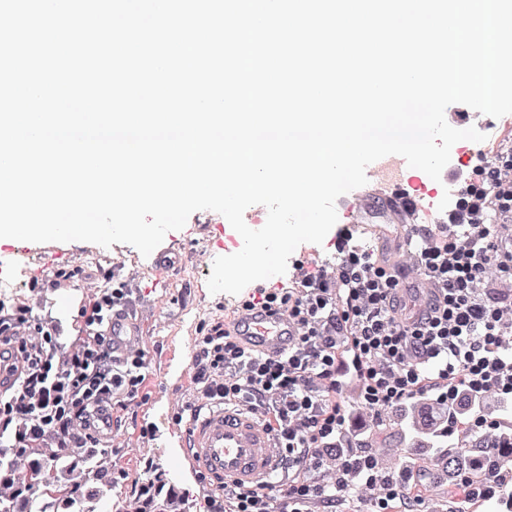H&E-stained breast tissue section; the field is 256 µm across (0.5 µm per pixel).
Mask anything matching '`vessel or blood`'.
<instances>
[{
  "label": "vessel or blood",
  "mask_w": 512,
  "mask_h": 512,
  "mask_svg": "<svg viewBox=\"0 0 512 512\" xmlns=\"http://www.w3.org/2000/svg\"><path fill=\"white\" fill-rule=\"evenodd\" d=\"M406 161L398 155L381 159L371 169L368 195L389 202L383 213L386 221L401 219L415 224L423 208L422 197L400 172ZM405 295L414 296L417 308L427 309L431 294L428 282L418 274L402 279ZM233 330L253 349L268 354L287 353L296 341L297 326L287 313L255 307L232 320ZM113 350L127 353L144 340L140 321L130 312L112 316L106 331ZM112 429V414L103 410L78 422L77 433L100 434ZM159 448L177 446L183 453L178 465L188 466L217 490L224 485L258 487L274 483L283 471L282 452L261 416L246 406L212 404L191 411L179 424L154 434Z\"/></svg>",
  "instance_id": "obj_1"
}]
</instances>
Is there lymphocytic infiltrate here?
Instances as JSON below:
<instances>
[{
	"label": "lymphocytic infiltrate",
	"mask_w": 512,
	"mask_h": 512,
	"mask_svg": "<svg viewBox=\"0 0 512 512\" xmlns=\"http://www.w3.org/2000/svg\"><path fill=\"white\" fill-rule=\"evenodd\" d=\"M471 171L469 183L448 201L443 231L423 230L418 267L434 287L430 311L419 320L396 309L400 281L371 254L336 236L333 270L299 272L297 288H256L242 303L288 312L299 336L288 354L272 357L244 345L223 323L201 326L191 359L195 403H246L260 411L292 470L272 488L225 487L213 512H308L318 498L334 506L344 485L307 479L321 468L346 419L338 395L345 380L357 385L372 414L415 395L441 403L460 395L512 397V149L489 161L454 155L449 176ZM127 281L104 280L83 312L86 334L69 347L55 326L31 317L27 302L0 304V362L17 372L0 396V437L11 448L53 440L56 448H93L77 438L75 422L92 408L143 390L146 358L113 354L105 325L128 308Z\"/></svg>",
	"instance_id": "f902f5d3"
}]
</instances>
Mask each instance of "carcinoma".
Returning a JSON list of instances; mask_svg holds the SVG:
<instances>
[{
	"instance_id": "cac0c4a2",
	"label": "carcinoma",
	"mask_w": 512,
	"mask_h": 512,
	"mask_svg": "<svg viewBox=\"0 0 512 512\" xmlns=\"http://www.w3.org/2000/svg\"><path fill=\"white\" fill-rule=\"evenodd\" d=\"M484 403H474L465 394L452 407L436 399L419 395L408 400L386 420L376 424L375 432L388 426L399 427L408 436L402 449L404 468L412 472L423 466L441 468L448 475V498L459 499L462 483L497 484V475L512 467V421H501L497 444H486L464 422L457 423L458 438L448 436V419L479 412ZM336 476H346L352 484L358 479V466L365 456H353L336 447ZM27 462L18 470L17 460ZM112 460L95 448H72L61 452L55 448L0 447V512H31V495L43 501L39 512H99L103 493L93 488L101 483L108 487ZM113 512H188V496L171 483L165 471L149 467L142 481L138 499L132 504L112 503Z\"/></svg>"
}]
</instances>
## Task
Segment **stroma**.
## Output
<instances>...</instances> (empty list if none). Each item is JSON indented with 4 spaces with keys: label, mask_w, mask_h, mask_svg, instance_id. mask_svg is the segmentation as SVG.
<instances>
[{
    "label": "stroma",
    "mask_w": 512,
    "mask_h": 512,
    "mask_svg": "<svg viewBox=\"0 0 512 512\" xmlns=\"http://www.w3.org/2000/svg\"><path fill=\"white\" fill-rule=\"evenodd\" d=\"M383 209L382 202H370V221L353 228L352 242L372 251L374 259L387 258L408 265L409 253L416 243L405 240L403 225L381 222ZM207 216V211L195 212L183 229L165 236L164 242L172 251L170 268L161 275L155 272L154 257L142 256L127 244H112L103 249L99 263L90 264L85 260L86 252L91 249L87 242L58 243V254L51 259L42 257L36 250L25 251L17 240L0 238V283L18 284L19 295L29 302L34 315L55 321L64 336L71 335L72 321L82 315L78 309L67 316L61 313L64 303L78 297V289L71 287L57 295L45 288H31L33 279L53 275L57 266L73 262L83 264L85 271L96 277L108 270L121 276L131 269L138 272L137 278L129 282L133 291L130 310L144 325L145 396L130 403L128 409L117 408L112 412V446L108 453L116 480L105 496L106 502H131L150 462L169 470L178 487L193 500L190 512H207L214 494L189 467L172 470L171 461L180 456V449L157 448L139 436L142 426L172 418L181 401L191 400L194 384L190 357L200 326L210 322L216 312L228 316L241 305V296L210 293L207 279L212 273L211 266L198 268L192 261L193 253L198 250L206 251L213 259L237 252L243 245L231 225L207 223ZM334 241L335 236L330 233L323 244H301L291 256L294 266L299 263L313 272L334 264ZM294 266L274 280V287H294Z\"/></svg>",
    "instance_id": "1"
}]
</instances>
